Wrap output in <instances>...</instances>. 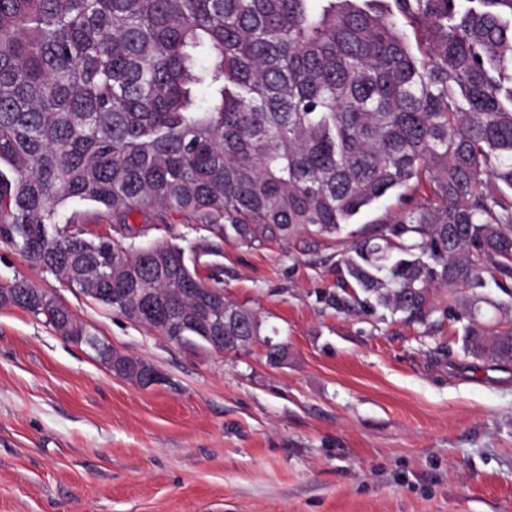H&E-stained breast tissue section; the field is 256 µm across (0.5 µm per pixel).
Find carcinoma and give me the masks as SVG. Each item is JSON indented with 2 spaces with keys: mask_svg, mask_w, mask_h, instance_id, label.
I'll list each match as a JSON object with an SVG mask.
<instances>
[{
  "mask_svg": "<svg viewBox=\"0 0 512 512\" xmlns=\"http://www.w3.org/2000/svg\"><path fill=\"white\" fill-rule=\"evenodd\" d=\"M416 42H411L407 29ZM392 197L400 218L347 239ZM105 207L119 238L66 209ZM188 212L249 246L336 239L327 306L430 330L465 289L464 352L512 363V0H0V242L179 345L260 335L179 246L136 244L135 212ZM0 305L43 318L120 378L116 351L25 281Z\"/></svg>",
  "mask_w": 512,
  "mask_h": 512,
  "instance_id": "1",
  "label": "carcinoma"
}]
</instances>
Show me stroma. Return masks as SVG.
Returning <instances> with one entry per match:
<instances>
[{
  "label": "stroma",
  "mask_w": 512,
  "mask_h": 512,
  "mask_svg": "<svg viewBox=\"0 0 512 512\" xmlns=\"http://www.w3.org/2000/svg\"><path fill=\"white\" fill-rule=\"evenodd\" d=\"M131 221L220 280L261 337L231 354L177 345L0 243V284L43 289L160 375L119 378L0 306V512H512V364L465 356L449 318L428 334L329 308L333 239L250 247L186 213Z\"/></svg>",
  "instance_id": "obj_1"
}]
</instances>
